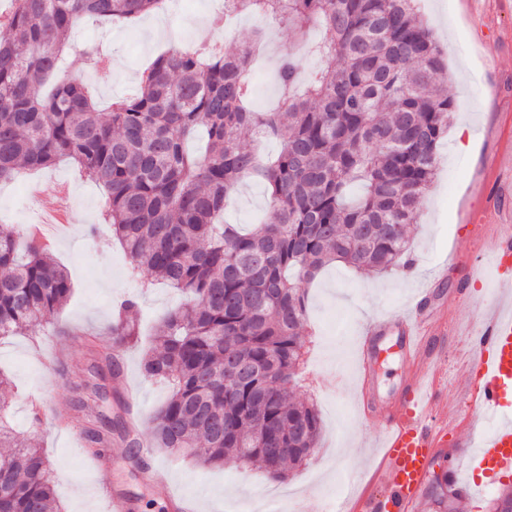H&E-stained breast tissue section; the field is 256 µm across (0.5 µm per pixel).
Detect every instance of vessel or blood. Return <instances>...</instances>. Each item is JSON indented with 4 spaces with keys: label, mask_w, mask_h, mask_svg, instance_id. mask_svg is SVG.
<instances>
[{
    "label": "vessel or blood",
    "mask_w": 512,
    "mask_h": 512,
    "mask_svg": "<svg viewBox=\"0 0 512 512\" xmlns=\"http://www.w3.org/2000/svg\"><path fill=\"white\" fill-rule=\"evenodd\" d=\"M489 259L496 300L472 328L462 403L441 405L429 382L436 350L427 320L417 312L403 318V349L417 374L381 416L380 462L369 490L355 498V512H412L433 454L451 439L467 450L463 466L448 473L462 492L472 490L464 474L478 472L491 480L512 473V236L494 238ZM471 420L478 428L461 438V424Z\"/></svg>",
    "instance_id": "1"
}]
</instances>
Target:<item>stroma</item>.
<instances>
[{
	"label": "stroma",
	"mask_w": 512,
	"mask_h": 512,
	"mask_svg": "<svg viewBox=\"0 0 512 512\" xmlns=\"http://www.w3.org/2000/svg\"><path fill=\"white\" fill-rule=\"evenodd\" d=\"M211 0H184L160 19L169 34L157 43L144 38L143 19L95 27L77 39L66 54L63 78H78L92 86L100 108L134 95L138 77L159 53L193 50V33L210 13ZM420 14L443 51L448 69V93L455 105L452 126L475 130L469 155H462L455 137L439 148V167L424 204L409 227L413 273L394 268L384 275L364 274L334 264L323 269L305 291L308 318L304 326V361L299 368L297 398L316 405L322 432L316 454L290 469L282 484L292 499L291 512L306 505L308 512H333L352 486L364 485L376 462L371 444L379 427L374 409L364 408L353 382L361 328L406 308L418 290L429 288L431 307L447 334L432 377L444 403L462 400L468 379L469 341L465 326L492 299L490 282H468L461 266L485 254L493 236H512V169L494 167L493 156L512 154V0H419ZM101 47L106 69L92 67L81 50ZM67 183L68 231L54 245L57 262L68 272L71 294L36 335L0 337V370L13 381L9 406L1 418L21 436H37L55 475L59 512H107V495L133 503V512H175L173 498H192L203 512H265L260 489L269 485L265 472L235 461L204 467L192 458L154 451L149 463L167 471L165 484L149 482L130 460L131 449L115 440L112 455L102 463L84 448L85 418L70 413V382L85 377L94 360L81 340L66 328L94 330L100 346L110 347L105 330L113 305L139 298L143 336L123 353L124 398L140 411L138 441L150 447L153 416L170 393L168 386L148 380L141 361L160 319L184 303V296L158 283L143 289L146 274H132L123 248L111 238H88V225L98 223L103 206L99 187L79 176L74 165L59 160L9 182H0V224L18 233L38 217L30 192L49 198L59 183ZM269 197L262 181L247 179L229 200L224 218L253 230L266 214ZM67 355L66 374L51 371L58 353ZM413 373L402 351L398 331H389L373 359L369 391L379 405L392 403ZM41 401L49 416L39 427L29 419L31 400Z\"/></svg>",
	"instance_id": "stroma-1"
}]
</instances>
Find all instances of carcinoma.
<instances>
[{"mask_svg":"<svg viewBox=\"0 0 512 512\" xmlns=\"http://www.w3.org/2000/svg\"><path fill=\"white\" fill-rule=\"evenodd\" d=\"M163 2L10 0L0 17V182L65 156L98 185L102 223L132 271L188 298L164 317L141 364L146 378L172 386L154 418L155 447L183 448L205 466L234 459L278 481L315 453L321 432L314 404L290 397L307 317L299 284L334 262L387 272L409 251L454 112L445 65L417 0H224L301 36L324 33L310 48L323 65L305 88L294 49L281 57L273 111L254 109L248 80L261 29L206 58L159 55L140 93L108 112L83 82H52L78 18L133 19ZM199 129L203 155L185 148ZM247 134L278 140L277 159L263 160ZM250 177L267 185L270 214L243 234L222 215ZM70 292L51 249L0 225V337L36 332ZM135 307L126 299L113 313L112 348L94 365L99 382L74 387L98 457L112 433L132 432L99 402L120 375L119 351L140 336ZM226 360L251 375L225 371ZM4 444L14 451L0 454V478L12 492L0 512H51L54 476L40 443L0 424ZM428 495L435 512H448L447 474L432 476Z\"/></svg>","mask_w":512,"mask_h":512,"instance_id":"1","label":"carcinoma"}]
</instances>
